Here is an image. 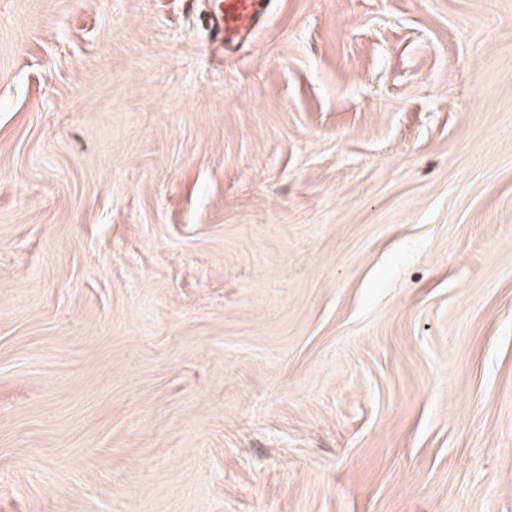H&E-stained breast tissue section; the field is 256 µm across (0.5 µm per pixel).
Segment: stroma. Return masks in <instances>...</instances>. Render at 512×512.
<instances>
[{
    "instance_id": "35a3bbf8",
    "label": "stroma",
    "mask_w": 512,
    "mask_h": 512,
    "mask_svg": "<svg viewBox=\"0 0 512 512\" xmlns=\"http://www.w3.org/2000/svg\"><path fill=\"white\" fill-rule=\"evenodd\" d=\"M0 0V512H512V0ZM205 20L211 45L235 52L251 37L267 14L270 0H213Z\"/></svg>"
}]
</instances>
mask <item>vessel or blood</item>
<instances>
[{
  "label": "vessel or blood",
  "instance_id": "1",
  "mask_svg": "<svg viewBox=\"0 0 512 512\" xmlns=\"http://www.w3.org/2000/svg\"><path fill=\"white\" fill-rule=\"evenodd\" d=\"M270 0H212L205 20L211 43L224 52L238 50L266 15Z\"/></svg>",
  "mask_w": 512,
  "mask_h": 512
}]
</instances>
